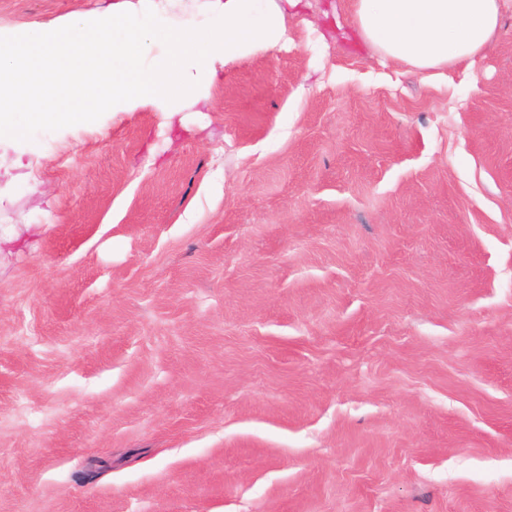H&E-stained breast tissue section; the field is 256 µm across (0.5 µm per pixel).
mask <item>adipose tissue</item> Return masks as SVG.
Returning <instances> with one entry per match:
<instances>
[{"label": "adipose tissue", "mask_w": 512, "mask_h": 512, "mask_svg": "<svg viewBox=\"0 0 512 512\" xmlns=\"http://www.w3.org/2000/svg\"><path fill=\"white\" fill-rule=\"evenodd\" d=\"M506 0H355L358 29L384 57L424 70L473 61L491 44Z\"/></svg>", "instance_id": "adipose-tissue-1"}]
</instances>
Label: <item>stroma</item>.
<instances>
[{
    "label": "stroma",
    "instance_id": "stroma-1",
    "mask_svg": "<svg viewBox=\"0 0 512 512\" xmlns=\"http://www.w3.org/2000/svg\"><path fill=\"white\" fill-rule=\"evenodd\" d=\"M286 24L175 111L0 141V512H512V12L437 75L353 0Z\"/></svg>",
    "mask_w": 512,
    "mask_h": 512
}]
</instances>
